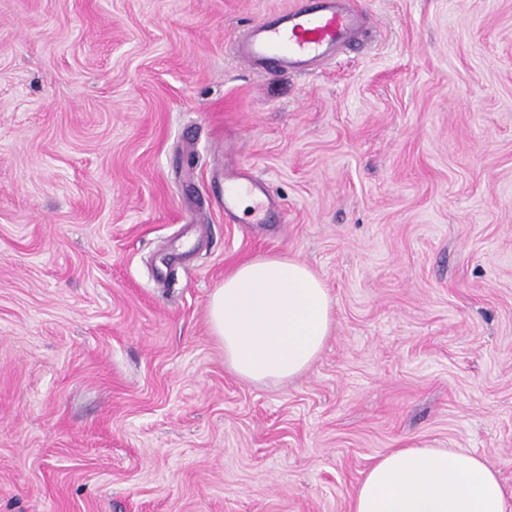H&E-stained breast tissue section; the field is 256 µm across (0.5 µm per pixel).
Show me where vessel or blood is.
<instances>
[{
	"instance_id": "obj_1",
	"label": "vessel or blood",
	"mask_w": 512,
	"mask_h": 512,
	"mask_svg": "<svg viewBox=\"0 0 512 512\" xmlns=\"http://www.w3.org/2000/svg\"><path fill=\"white\" fill-rule=\"evenodd\" d=\"M363 14L347 0H299L285 13L265 16L249 27L236 54L254 68L305 72L342 48L355 45ZM255 203L254 222H262L270 196L251 172L232 167L224 173V210L233 212L242 199Z\"/></svg>"
}]
</instances>
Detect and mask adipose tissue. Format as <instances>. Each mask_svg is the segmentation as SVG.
<instances>
[{"instance_id":"1","label":"adipose tissue","mask_w":512,"mask_h":512,"mask_svg":"<svg viewBox=\"0 0 512 512\" xmlns=\"http://www.w3.org/2000/svg\"><path fill=\"white\" fill-rule=\"evenodd\" d=\"M209 324L233 374L281 382L318 359L333 326L332 302L305 263L261 256L214 290ZM349 512H512V490L476 454L395 448L365 472Z\"/></svg>"}]
</instances>
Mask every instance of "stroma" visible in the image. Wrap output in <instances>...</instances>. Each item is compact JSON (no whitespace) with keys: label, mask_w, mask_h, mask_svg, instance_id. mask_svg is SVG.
Segmentation results:
<instances>
[{"label":"stroma","mask_w":512,"mask_h":512,"mask_svg":"<svg viewBox=\"0 0 512 512\" xmlns=\"http://www.w3.org/2000/svg\"><path fill=\"white\" fill-rule=\"evenodd\" d=\"M297 2L0 0V512H347L407 446L512 488V0H354L356 49L242 63ZM262 255L333 305L280 383L208 322ZM243 198L255 203L251 216L253 223L263 222V217L270 205V196L251 172L231 167L224 171V212L232 213Z\"/></svg>","instance_id":"35a3bbf8"}]
</instances>
